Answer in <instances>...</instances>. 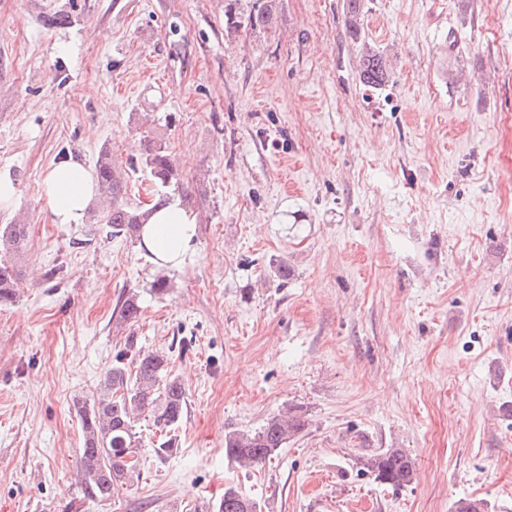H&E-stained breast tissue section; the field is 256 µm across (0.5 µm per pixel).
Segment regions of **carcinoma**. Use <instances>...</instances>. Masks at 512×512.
Here are the masks:
<instances>
[{
	"mask_svg": "<svg viewBox=\"0 0 512 512\" xmlns=\"http://www.w3.org/2000/svg\"><path fill=\"white\" fill-rule=\"evenodd\" d=\"M275 0H227L224 28L230 34L243 32L256 38L264 37L274 26ZM364 0H346L349 33L360 45L361 83L372 89L385 87L390 77L388 59L365 40L360 25ZM140 163L153 182L161 187L180 184L175 162L167 150L163 135L153 130L143 137ZM98 190L110 202L99 223L107 225L112 236L135 240L149 212L138 211L123 204L126 182L114 169L108 151L96 160ZM27 225L0 226V249L16 256L25 252ZM21 270L13 263H0V306L13 304ZM141 315L136 296L130 295L120 304L117 320L134 325ZM166 352L136 348L128 338L125 349L119 351L112 367L101 380L99 393L91 403L79 410L83 448L78 475L84 496L90 500H112L123 485L139 480L134 454L138 448L137 425L149 416L154 426L168 433L181 423L186 409V390L179 378L168 372ZM308 425L303 415L293 410L278 414L255 431H239L224 438V452L244 470L270 460L288 440ZM362 470L374 480L393 489L405 488L416 480L414 459L402 448H388L367 454L360 459ZM219 512H261L259 503L234 485L224 489ZM451 512H488L483 499L459 498Z\"/></svg>",
	"mask_w": 512,
	"mask_h": 512,
	"instance_id": "obj_1",
	"label": "carcinoma"
}]
</instances>
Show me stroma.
I'll return each instance as SVG.
<instances>
[{"label":"stroma","mask_w":512,"mask_h":512,"mask_svg":"<svg viewBox=\"0 0 512 512\" xmlns=\"http://www.w3.org/2000/svg\"><path fill=\"white\" fill-rule=\"evenodd\" d=\"M225 3L0 0V225L29 227L0 307V512H218L229 484L262 512H512V0H366L392 64L378 91L345 0H276L261 38L227 35ZM145 112L197 216L166 271L100 225L51 223L41 195L52 163L106 150L146 209ZM130 335L168 353L187 413L163 459L140 420L139 482L93 502L79 408ZM291 407L308 426L270 461L225 456L226 434ZM385 448L412 456L411 486L362 472ZM21 280V270L13 263H0V306L13 304L16 288Z\"/></svg>","instance_id":"stroma-1"}]
</instances>
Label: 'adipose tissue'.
I'll return each instance as SVG.
<instances>
[{
    "instance_id": "ef3b65f1",
    "label": "adipose tissue",
    "mask_w": 512,
    "mask_h": 512,
    "mask_svg": "<svg viewBox=\"0 0 512 512\" xmlns=\"http://www.w3.org/2000/svg\"><path fill=\"white\" fill-rule=\"evenodd\" d=\"M51 220L56 224L85 223L99 195L94 169L70 156L52 164L41 185ZM196 221L180 199L152 212L140 230L139 246L161 268L174 269L194 253Z\"/></svg>"
}]
</instances>
